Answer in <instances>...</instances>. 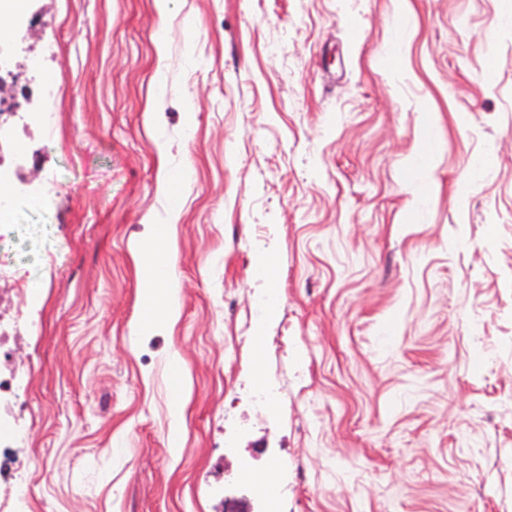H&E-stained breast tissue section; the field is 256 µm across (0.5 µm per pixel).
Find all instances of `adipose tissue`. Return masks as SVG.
<instances>
[{"mask_svg": "<svg viewBox=\"0 0 512 512\" xmlns=\"http://www.w3.org/2000/svg\"><path fill=\"white\" fill-rule=\"evenodd\" d=\"M169 225H150L139 248L142 322L154 330L172 319L178 308L173 260L161 258L159 247L169 238Z\"/></svg>", "mask_w": 512, "mask_h": 512, "instance_id": "1", "label": "adipose tissue"}]
</instances>
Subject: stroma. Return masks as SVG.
Listing matches in <instances>:
<instances>
[{
  "label": "stroma",
  "instance_id": "obj_1",
  "mask_svg": "<svg viewBox=\"0 0 512 512\" xmlns=\"http://www.w3.org/2000/svg\"><path fill=\"white\" fill-rule=\"evenodd\" d=\"M27 8L59 37L7 53L51 129L0 128L48 191L0 223L39 296L32 332L0 305L22 512H512V0ZM151 224L180 307L146 332Z\"/></svg>",
  "mask_w": 512,
  "mask_h": 512
}]
</instances>
